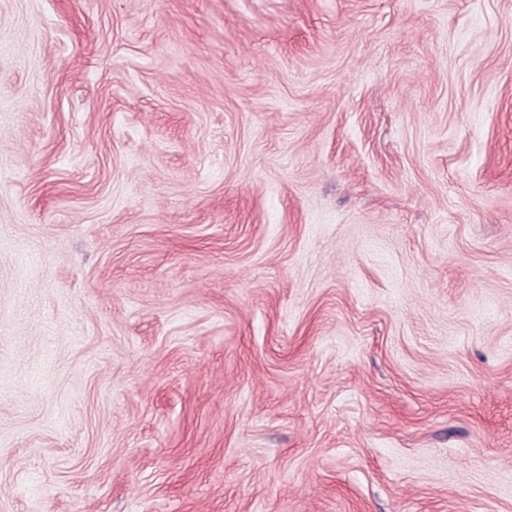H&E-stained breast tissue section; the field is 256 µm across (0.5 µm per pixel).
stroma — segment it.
I'll return each mask as SVG.
<instances>
[{
	"label": "stroma",
	"instance_id": "stroma-1",
	"mask_svg": "<svg viewBox=\"0 0 512 512\" xmlns=\"http://www.w3.org/2000/svg\"><path fill=\"white\" fill-rule=\"evenodd\" d=\"M0 512H512V0H0Z\"/></svg>",
	"mask_w": 512,
	"mask_h": 512
}]
</instances>
